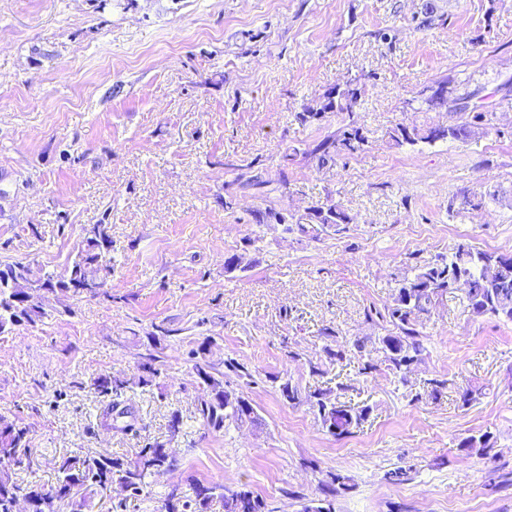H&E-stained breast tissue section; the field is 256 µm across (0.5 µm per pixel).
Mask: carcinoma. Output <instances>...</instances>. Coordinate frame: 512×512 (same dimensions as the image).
Wrapping results in <instances>:
<instances>
[{
  "label": "carcinoma",
  "mask_w": 512,
  "mask_h": 512,
  "mask_svg": "<svg viewBox=\"0 0 512 512\" xmlns=\"http://www.w3.org/2000/svg\"><path fill=\"white\" fill-rule=\"evenodd\" d=\"M362 96V88L348 84L331 90L316 105H306L297 113L303 124L321 122L328 113H346L349 122L320 140L311 150L320 165L336 160L341 155H353L363 150L368 142L363 128L354 120V108ZM487 115L478 112L468 119H460L447 126L431 128L421 133L416 127L401 125L390 135L394 145H413L418 141L465 142L485 125ZM458 209L478 210L486 197L464 191L459 196ZM350 217L338 204L329 201L315 203L295 220L302 233L312 232L320 239L321 233L332 229L343 233ZM112 247L109 227L98 224L86 233L74 259L62 275H56L22 262L0 263V333L20 326H33L46 318L43 296L60 293L76 301L106 294L101 289L112 276L111 261L106 259ZM466 281L463 302L475 317L491 316L512 322V253L475 251L460 244L448 258L437 259L414 268L412 275L398 280L396 293L384 307L381 318L393 327V332L379 339L383 363L387 370L407 384V374L421 361L426 346L418 330L422 318L430 312L437 299L453 291L456 279ZM207 341H202L194 352L192 371L204 395L199 398L197 412L204 426L220 432L228 421L255 420L254 408L242 396L233 392L226 375L216 371L206 357ZM140 374L133 378L99 375L90 380L89 388L101 398L96 415L98 425L105 430L128 431L137 424L136 410L125 399L127 392L139 388L146 392L160 387V370L155 358L148 357L139 364ZM316 419L333 437L342 439L352 433L368 414V408L355 410L325 392L308 395ZM459 446L477 452L492 447L491 436L468 435ZM56 482L50 486L32 478L19 481V471H33L30 429L18 420L0 414V512H15V503L28 502L30 512H59L67 503L72 512H83L88 507L82 493L119 497L117 507L129 499H137L150 487V478L158 471H172L176 459L160 442H147L135 457L125 459L108 455L62 456L55 463ZM194 497L181 495L174 485L162 500L161 512H208L216 498L223 502L224 512H264L263 500L253 491L240 487L232 489L204 482L194 484Z\"/></svg>",
  "instance_id": "carcinoma-1"
}]
</instances>
